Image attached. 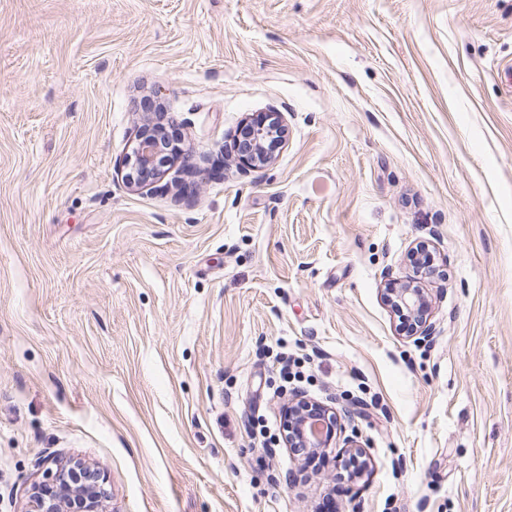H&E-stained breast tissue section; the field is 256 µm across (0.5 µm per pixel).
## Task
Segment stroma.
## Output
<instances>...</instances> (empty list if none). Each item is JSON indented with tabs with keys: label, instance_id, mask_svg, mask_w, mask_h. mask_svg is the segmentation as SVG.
<instances>
[{
	"label": "stroma",
	"instance_id": "obj_1",
	"mask_svg": "<svg viewBox=\"0 0 512 512\" xmlns=\"http://www.w3.org/2000/svg\"><path fill=\"white\" fill-rule=\"evenodd\" d=\"M507 63L512 0H0V512L57 456L107 512H512ZM160 112L195 166L137 191ZM282 355L356 409L362 474L263 442ZM275 127L285 130L279 112H270L264 120L257 123L245 122L235 132L232 138V149L242 169L256 170L269 166L273 162L275 148L282 146L284 139L275 143L274 149L265 147V143L272 137ZM164 150L159 132L154 124L141 128L135 135V142L125 156L124 177L130 187L138 189L157 183L164 173L168 159H160ZM412 283H400L388 278L384 290L391 307L393 304L403 307L412 318H415L414 325L410 328V337H414L417 342H428L435 332L428 313L429 300L424 290L413 288Z\"/></svg>",
	"mask_w": 512,
	"mask_h": 512
}]
</instances>
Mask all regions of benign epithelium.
I'll list each match as a JSON object with an SVG mask.
<instances>
[{
  "instance_id": "obj_1",
  "label": "benign epithelium",
  "mask_w": 512,
  "mask_h": 512,
  "mask_svg": "<svg viewBox=\"0 0 512 512\" xmlns=\"http://www.w3.org/2000/svg\"><path fill=\"white\" fill-rule=\"evenodd\" d=\"M283 129L282 117L271 112L257 123H244L232 138V149L244 170H256L270 165L274 150L265 147L275 128ZM164 150L159 132L152 125L141 128L135 142L125 156V180L138 189L152 186L165 173L169 160L161 158ZM387 301L403 307L415 318L411 336L418 342L432 339L435 327L429 317V300L421 288L412 283L393 279L385 282ZM336 408L298 394L284 410L285 447L299 446L311 453H323L330 447L336 431ZM104 474L90 463L67 459L54 463L43 472V479L35 483L28 498L26 512H104V503L110 498L105 488Z\"/></svg>"
}]
</instances>
